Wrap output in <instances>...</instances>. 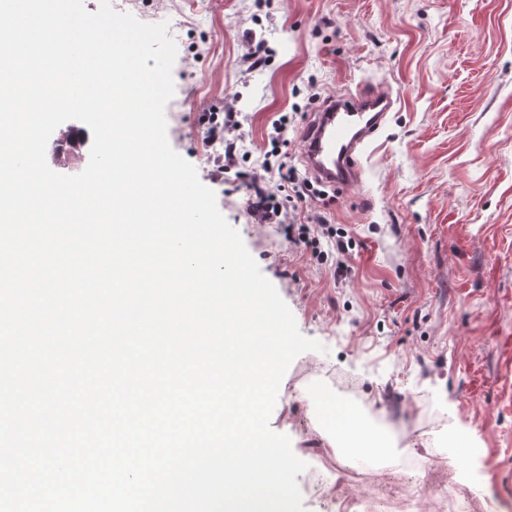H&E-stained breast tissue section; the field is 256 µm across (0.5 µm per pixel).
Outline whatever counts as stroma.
Wrapping results in <instances>:
<instances>
[{
	"label": "stroma",
	"mask_w": 512,
	"mask_h": 512,
	"mask_svg": "<svg viewBox=\"0 0 512 512\" xmlns=\"http://www.w3.org/2000/svg\"><path fill=\"white\" fill-rule=\"evenodd\" d=\"M129 12L168 22L176 43L171 147L215 192L300 332L327 348L292 362L269 420L309 466L297 477L305 512H342L335 468L322 470L321 491L307 488L322 456L320 397H341L339 377L395 441L358 456L359 471L428 457L405 479L414 512L464 491L484 505L512 496V0H131ZM254 36L274 54L247 72ZM380 87L396 103L363 180L329 191L330 220L355 243L347 273L289 243L284 225L256 223L246 180H212L205 113L241 112L246 172L288 114L286 150L301 170L310 96Z\"/></svg>",
	"instance_id": "obj_1"
}]
</instances>
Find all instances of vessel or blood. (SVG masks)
Returning <instances> with one entry per match:
<instances>
[{
	"label": "vessel or blood",
	"instance_id": "1",
	"mask_svg": "<svg viewBox=\"0 0 512 512\" xmlns=\"http://www.w3.org/2000/svg\"><path fill=\"white\" fill-rule=\"evenodd\" d=\"M393 105L391 93L378 89L329 99L302 136L303 160L317 181L344 187L359 184L365 151L385 126Z\"/></svg>",
	"mask_w": 512,
	"mask_h": 512
}]
</instances>
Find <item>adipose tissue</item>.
Here are the masks:
<instances>
[{"label":"adipose tissue","mask_w":512,"mask_h":512,"mask_svg":"<svg viewBox=\"0 0 512 512\" xmlns=\"http://www.w3.org/2000/svg\"><path fill=\"white\" fill-rule=\"evenodd\" d=\"M323 436L329 447L347 443L385 454L393 441L388 433L370 425L362 408L325 396L321 399Z\"/></svg>","instance_id":"1"}]
</instances>
